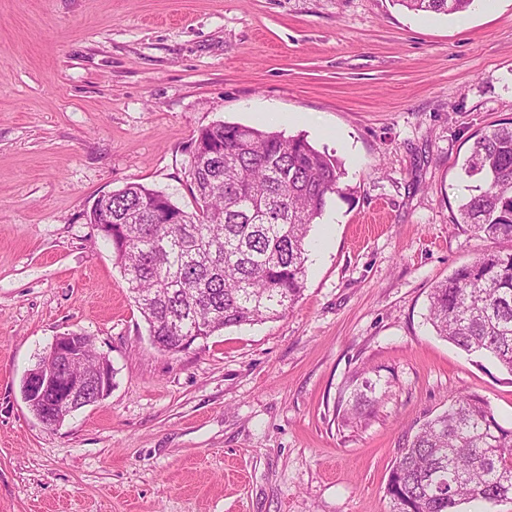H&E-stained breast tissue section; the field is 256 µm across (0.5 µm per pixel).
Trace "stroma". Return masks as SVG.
Instances as JSON below:
<instances>
[{"label": "stroma", "mask_w": 512, "mask_h": 512, "mask_svg": "<svg viewBox=\"0 0 512 512\" xmlns=\"http://www.w3.org/2000/svg\"><path fill=\"white\" fill-rule=\"evenodd\" d=\"M305 135L344 169L283 317L155 348L89 222L140 183L192 210L198 133ZM512 122V0H0V512H390L458 392L512 424V375L435 334L431 288L487 249L456 223L475 135ZM112 364L46 428L21 394L55 336ZM376 385L352 418L355 376ZM395 2L412 11L453 15L466 11L473 0H395Z\"/></svg>", "instance_id": "obj_1"}]
</instances>
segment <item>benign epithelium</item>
<instances>
[{
  "label": "benign epithelium",
  "instance_id": "7a95c632",
  "mask_svg": "<svg viewBox=\"0 0 512 512\" xmlns=\"http://www.w3.org/2000/svg\"><path fill=\"white\" fill-rule=\"evenodd\" d=\"M83 352L82 335L63 333L55 337L42 360L23 380V399L47 428H58L75 411L103 400L112 385L111 364L103 356L92 378H65L64 395L57 399V387L64 368L79 360Z\"/></svg>",
  "mask_w": 512,
  "mask_h": 512
}]
</instances>
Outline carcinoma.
I'll list each match as a JSON object with an SVG mask.
<instances>
[{
  "label": "carcinoma",
  "mask_w": 512,
  "mask_h": 512,
  "mask_svg": "<svg viewBox=\"0 0 512 512\" xmlns=\"http://www.w3.org/2000/svg\"><path fill=\"white\" fill-rule=\"evenodd\" d=\"M453 15L473 0H395ZM465 174L480 177L457 223L512 239V122L475 138ZM344 175L341 163L302 136L217 123L194 140L188 213L134 183L112 192L102 238L123 271L152 344L181 351L187 336L279 318L305 287L306 239ZM180 215L181 223L168 220ZM436 334L512 375V252L486 250L429 294ZM353 391L360 417L375 399ZM391 512H461L512 500V426L475 394H456L401 449L385 488Z\"/></svg>",
  "instance_id": "1"
}]
</instances>
